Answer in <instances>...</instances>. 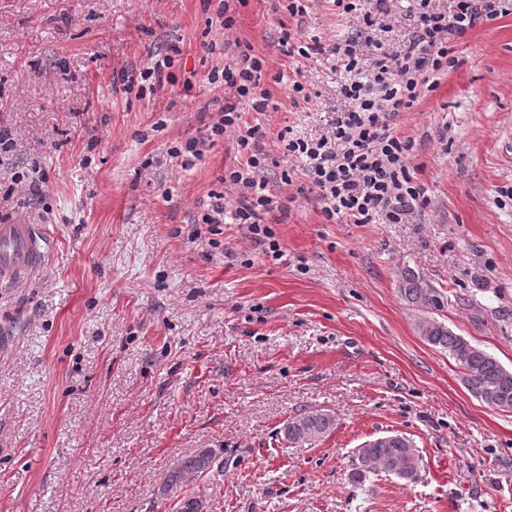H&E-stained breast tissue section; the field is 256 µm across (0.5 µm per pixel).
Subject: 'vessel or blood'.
Returning <instances> with one entry per match:
<instances>
[{
  "label": "vessel or blood",
  "mask_w": 512,
  "mask_h": 512,
  "mask_svg": "<svg viewBox=\"0 0 512 512\" xmlns=\"http://www.w3.org/2000/svg\"><path fill=\"white\" fill-rule=\"evenodd\" d=\"M45 250L35 225L17 220L0 225V285L21 284L38 271Z\"/></svg>",
  "instance_id": "b4317fda"
}]
</instances>
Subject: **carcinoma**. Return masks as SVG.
Masks as SVG:
<instances>
[{"label": "carcinoma", "mask_w": 512, "mask_h": 512, "mask_svg": "<svg viewBox=\"0 0 512 512\" xmlns=\"http://www.w3.org/2000/svg\"><path fill=\"white\" fill-rule=\"evenodd\" d=\"M399 291L402 299L412 306L439 307L436 289L409 270L402 275ZM420 331L430 344L448 351L463 367V382L472 395L493 409L512 411V369H507L480 346L436 320L421 323ZM335 422V415L329 411L313 410L288 419L282 432L293 443L309 444L329 434ZM219 458L220 455L211 448L197 449L178 461L168 473L162 492L190 477L205 476L215 469L224 470V463ZM354 466L352 479L356 482L366 480L370 474L384 473L415 483L421 472L420 456L412 440L399 434H390L386 440L363 443L355 450ZM176 512H206V501L199 496L186 495L177 501Z\"/></svg>", "instance_id": "cac0c4a2"}]
</instances>
